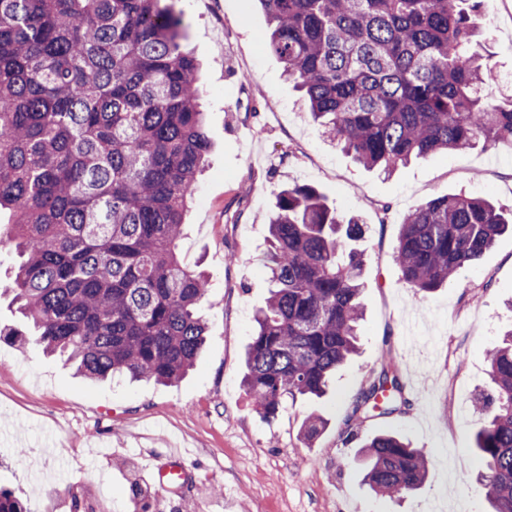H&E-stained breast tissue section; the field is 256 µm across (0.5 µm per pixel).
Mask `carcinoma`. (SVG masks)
Returning <instances> with one entry per match:
<instances>
[{
  "mask_svg": "<svg viewBox=\"0 0 512 512\" xmlns=\"http://www.w3.org/2000/svg\"><path fill=\"white\" fill-rule=\"evenodd\" d=\"M268 47L304 92L324 133L368 169L473 147H512V95L481 91V0H259ZM182 14L166 0H0V212L23 258L14 293L36 341L91 379L173 383L193 368L208 281L176 254L185 202L211 142L198 64ZM512 230L487 199L435 197L404 218L403 281L430 293ZM364 224L317 189L276 195L265 256L269 296L256 317L243 385L266 418L282 402L325 393L357 352ZM494 396L479 395V482L512 512V331L488 355ZM406 405L393 361L362 391L347 426ZM323 422L303 421L306 440ZM363 481L400 498L427 458L391 433L360 450ZM0 512H26L0 490Z\"/></svg>",
  "mask_w": 512,
  "mask_h": 512,
  "instance_id": "cac0c4a2",
  "label": "carcinoma"
}]
</instances>
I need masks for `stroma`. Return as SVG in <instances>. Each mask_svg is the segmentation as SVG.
Wrapping results in <instances>:
<instances>
[{"instance_id":"1","label":"stroma","mask_w":512,"mask_h":512,"mask_svg":"<svg viewBox=\"0 0 512 512\" xmlns=\"http://www.w3.org/2000/svg\"><path fill=\"white\" fill-rule=\"evenodd\" d=\"M187 24L212 149L185 209L178 253L209 280L208 328L196 367L178 383L93 381L39 344L0 339V489L27 512H425L436 499L453 512H489L477 482L479 419L471 400L491 390L489 352L512 329V233L452 282L423 294L394 260L405 215L434 197L466 193L512 211V148L476 146L412 161L390 176L344 154L314 123L280 59L267 46L259 0H170ZM486 53L512 94V0H483ZM308 184L367 226L360 350L333 375L326 395L258 414L242 385L254 315L264 306L268 219L285 185ZM399 363L402 412L347 420L384 357ZM325 427L313 444L303 419ZM390 431L424 449L429 473L401 500L362 482L363 441ZM179 448L188 483L161 496L149 455ZM453 449L444 459L443 449Z\"/></svg>"}]
</instances>
